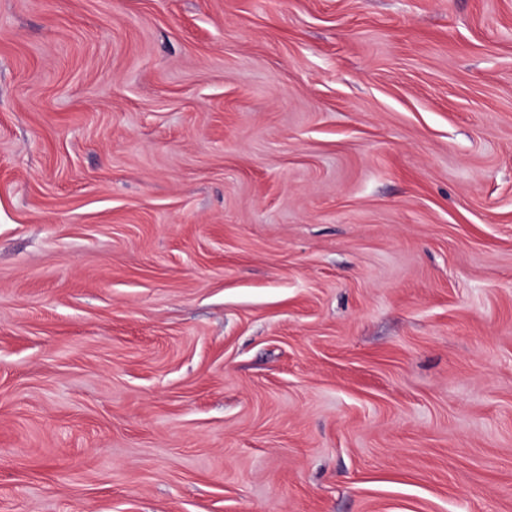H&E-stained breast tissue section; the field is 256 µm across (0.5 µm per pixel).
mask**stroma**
<instances>
[{
	"label": "stroma",
	"instance_id": "35a3bbf8",
	"mask_svg": "<svg viewBox=\"0 0 512 512\" xmlns=\"http://www.w3.org/2000/svg\"><path fill=\"white\" fill-rule=\"evenodd\" d=\"M0 512H512V0H0Z\"/></svg>",
	"mask_w": 512,
	"mask_h": 512
}]
</instances>
